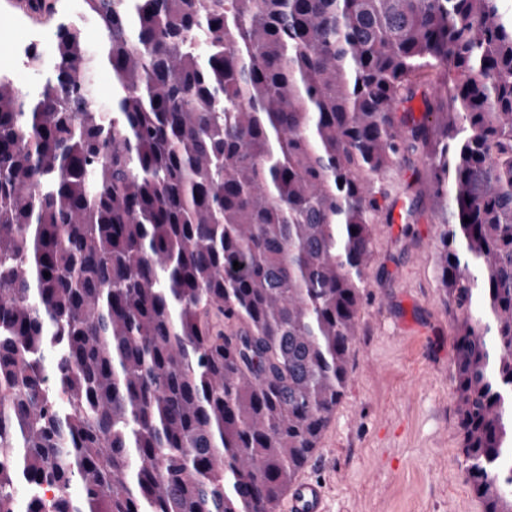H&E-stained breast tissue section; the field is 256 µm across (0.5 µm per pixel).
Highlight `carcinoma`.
Returning <instances> with one entry per match:
<instances>
[{
    "label": "carcinoma",
    "mask_w": 512,
    "mask_h": 512,
    "mask_svg": "<svg viewBox=\"0 0 512 512\" xmlns=\"http://www.w3.org/2000/svg\"><path fill=\"white\" fill-rule=\"evenodd\" d=\"M501 2L83 0L32 87L0 73V512H274L345 394L413 156L466 478L512 512ZM420 82L445 94L417 120Z\"/></svg>",
    "instance_id": "cac0c4a2"
}]
</instances>
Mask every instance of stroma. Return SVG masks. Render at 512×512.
<instances>
[{
	"mask_svg": "<svg viewBox=\"0 0 512 512\" xmlns=\"http://www.w3.org/2000/svg\"><path fill=\"white\" fill-rule=\"evenodd\" d=\"M31 15L0 0V38L53 31L62 0ZM437 219L422 196L411 223L378 225L350 380L305 468L328 512H484L456 429L455 322L434 271Z\"/></svg>",
	"mask_w": 512,
	"mask_h": 512,
	"instance_id": "1",
	"label": "stroma"
}]
</instances>
